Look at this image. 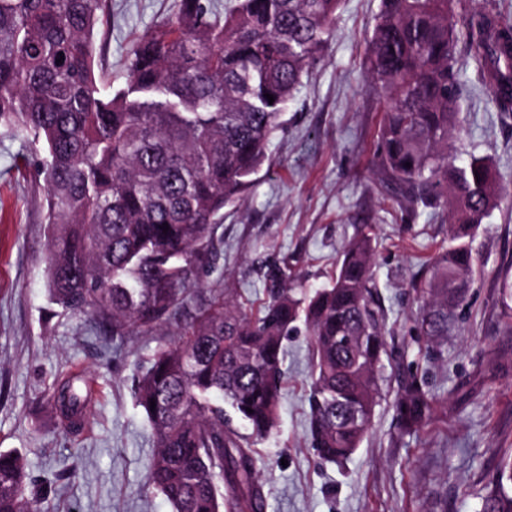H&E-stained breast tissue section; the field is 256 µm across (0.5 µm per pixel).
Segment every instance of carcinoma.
<instances>
[{
  "label": "carcinoma",
  "instance_id": "cac0c4a2",
  "mask_svg": "<svg viewBox=\"0 0 512 512\" xmlns=\"http://www.w3.org/2000/svg\"><path fill=\"white\" fill-rule=\"evenodd\" d=\"M341 3L176 0L173 16L132 45L125 86L114 90L95 73L94 32L108 0H0V125L45 151L52 303L114 338L181 317L192 270L216 256L224 208L244 204ZM462 49L497 110L512 112V22L493 4L382 0L366 56L386 100L377 175L407 212L448 211V247L412 285L418 329L431 340L448 335L458 318L477 271L467 239L504 197L489 162L456 164ZM372 266V239L363 233L324 288L306 293L288 268L274 266L256 313L216 288L180 327L179 341L140 366L134 397L155 442L148 479L173 512H261L254 450L225 422L224 406L255 440L272 432L282 341L299 320L312 355L313 448L333 463L355 452L387 355ZM53 401L79 430L87 407L81 389L69 381ZM433 403L413 377L394 409L413 429ZM28 480L23 457L0 452V512H48L29 496ZM506 481L512 458L501 460L481 512H512Z\"/></svg>",
  "mask_w": 512,
  "mask_h": 512
}]
</instances>
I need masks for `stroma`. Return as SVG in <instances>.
I'll list each match as a JSON object with an SVG mask.
<instances>
[{
    "label": "stroma",
    "mask_w": 512,
    "mask_h": 512,
    "mask_svg": "<svg viewBox=\"0 0 512 512\" xmlns=\"http://www.w3.org/2000/svg\"><path fill=\"white\" fill-rule=\"evenodd\" d=\"M174 0H112L96 36L98 56L124 84L133 39L172 14ZM380 0H344L321 62L304 79L270 141L245 203L228 208L216 232L219 256L193 270L191 300L223 289L241 303L267 298L264 266L288 261L306 289L327 284L343 248L370 228L386 341L404 369L436 398L418 429L392 408L396 381L382 384L372 425L346 460L314 450L308 401L311 361L304 325L285 337L277 425L255 447L263 512H479L500 457L512 455V335L500 314L502 278L512 279V200L494 210L470 242L479 274L447 339L417 333L413 280L448 242L443 209L404 212L382 192L372 165L383 99L363 67ZM461 160L489 158L512 191V119L488 90L461 103ZM41 150L0 127V451L21 453L29 491L50 512H172L147 483L151 429L133 397L137 362L178 327L107 340L86 318L48 299ZM81 377L90 403L71 433L51 397Z\"/></svg>",
    "instance_id": "35a3bbf8"
}]
</instances>
